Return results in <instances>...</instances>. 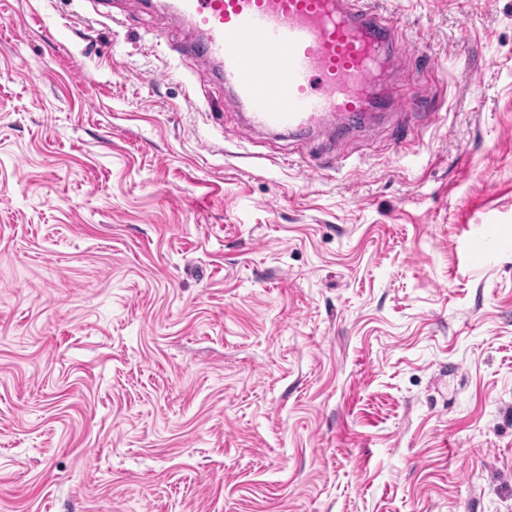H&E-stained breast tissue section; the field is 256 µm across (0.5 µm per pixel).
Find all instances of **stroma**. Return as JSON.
I'll list each match as a JSON object with an SVG mask.
<instances>
[{
  "label": "stroma",
  "instance_id": "stroma-1",
  "mask_svg": "<svg viewBox=\"0 0 512 512\" xmlns=\"http://www.w3.org/2000/svg\"><path fill=\"white\" fill-rule=\"evenodd\" d=\"M376 3L424 109L327 146L0 0V512H512V0Z\"/></svg>",
  "mask_w": 512,
  "mask_h": 512
}]
</instances>
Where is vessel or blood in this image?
<instances>
[{
  "label": "vessel or blood",
  "instance_id": "1",
  "mask_svg": "<svg viewBox=\"0 0 512 512\" xmlns=\"http://www.w3.org/2000/svg\"><path fill=\"white\" fill-rule=\"evenodd\" d=\"M187 20L244 114L243 137L334 138L367 120L401 46L372 0H156Z\"/></svg>",
  "mask_w": 512,
  "mask_h": 512
}]
</instances>
